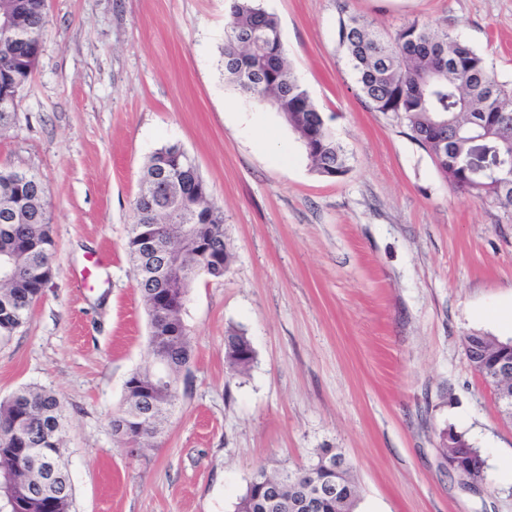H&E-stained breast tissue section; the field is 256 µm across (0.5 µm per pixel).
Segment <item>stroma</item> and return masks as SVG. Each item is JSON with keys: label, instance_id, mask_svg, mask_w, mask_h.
I'll return each instance as SVG.
<instances>
[{"label": "stroma", "instance_id": "obj_1", "mask_svg": "<svg viewBox=\"0 0 512 512\" xmlns=\"http://www.w3.org/2000/svg\"><path fill=\"white\" fill-rule=\"evenodd\" d=\"M283 52L348 158L328 178L280 115L224 78L227 0H47L39 64L0 134V167L44 179L53 276L0 340V400L61 398L72 512H234L259 467L335 448L355 512H512V419L463 347L507 340L512 212L454 190L393 115L372 111L336 37L337 0H261ZM391 32L446 25L512 84V0H347ZM181 146L224 210L223 280L199 275L194 351L157 447L110 426L144 361L148 316L126 252L143 165ZM255 351L230 375L228 327ZM486 458L470 490L443 435Z\"/></svg>", "mask_w": 512, "mask_h": 512}]
</instances>
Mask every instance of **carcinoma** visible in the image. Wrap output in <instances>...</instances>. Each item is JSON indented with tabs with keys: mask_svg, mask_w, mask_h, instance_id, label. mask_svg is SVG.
I'll return each mask as SVG.
<instances>
[{
	"mask_svg": "<svg viewBox=\"0 0 512 512\" xmlns=\"http://www.w3.org/2000/svg\"><path fill=\"white\" fill-rule=\"evenodd\" d=\"M16 20L0 32V132L15 123L9 98L24 88L36 70L49 19L45 0H0V15ZM338 44L355 73L358 89L375 112L400 119L454 187L474 198L512 210V181L499 185L471 175L472 133L512 157V86L498 81L483 56L440 24L409 21L381 32L341 10ZM224 76L245 97L279 113L298 134L313 169L336 178L348 171L346 157L327 132L324 117L293 75L281 44L278 23L258 0H231L224 33ZM0 167V256L10 258L12 276L0 283V338L21 327L52 273L54 240L46 204V184L37 173L16 182ZM127 254L136 271V288L150 320L146 365L131 374L125 395L110 421L112 431L134 445L161 436L179 395L181 373L193 355L185 321L186 304L206 270L224 279L232 254L224 240V211L185 152L164 146L147 160L132 203ZM182 252L184 275L167 284L161 258ZM224 355L232 374L246 372L255 352L246 334L225 331ZM164 359L168 382L154 378V363ZM65 408L52 391L22 387L0 401V501L7 512H72L73 488L61 445ZM59 461L54 471L49 459ZM343 455L321 448L306 465L269 471L259 467L236 512H336V503L311 499L297 479L311 472L316 482H345V512H354L358 487ZM450 475L463 487L480 478L467 457Z\"/></svg>",
	"mask_w": 512,
	"mask_h": 512,
	"instance_id": "obj_1",
	"label": "carcinoma"
}]
</instances>
